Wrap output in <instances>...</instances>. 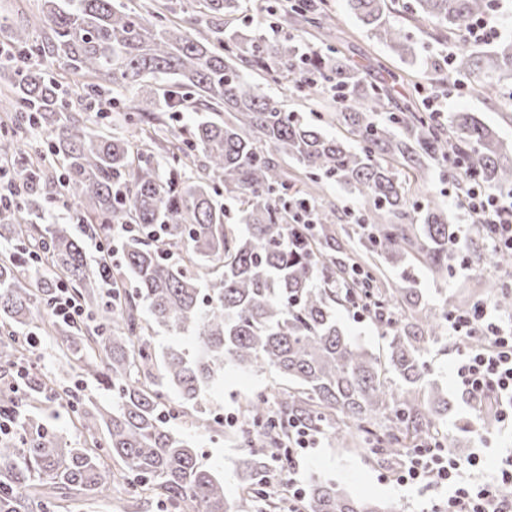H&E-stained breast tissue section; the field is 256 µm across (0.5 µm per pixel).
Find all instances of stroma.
Wrapping results in <instances>:
<instances>
[{"mask_svg":"<svg viewBox=\"0 0 512 512\" xmlns=\"http://www.w3.org/2000/svg\"><path fill=\"white\" fill-rule=\"evenodd\" d=\"M285 2L286 0H245L246 6L242 12L226 23L225 34L237 32L260 36L270 41L292 36L304 43H311L312 38L305 29L285 16ZM327 3L333 16L331 40L334 46L356 65L364 67L368 79L386 82L393 103L400 105L409 101L415 107H422L425 98L432 91L424 74L423 64L432 57H445L447 46L430 39L423 28L409 26L408 31L417 44L420 63L415 67L408 66L361 25L350 11L347 0H327ZM393 73L399 76L394 83L389 80ZM262 89L276 99L287 101L291 108L301 110L304 117L320 124L325 134L345 137V130L333 119L335 102L332 92H325L318 102L312 103L297 99L293 92V83L289 80L278 82L270 79L264 81ZM448 109L452 112L473 113L480 122L494 127L504 142L512 143V105L466 92L449 99ZM416 182L425 186L427 193L423 196L414 195V202L418 203L422 198L429 197L456 214L459 230L457 248L465 250L475 237V229L461 205L449 200L447 179L440 177L437 168L431 166L422 169ZM359 233L357 225L338 220V253L360 254V262L365 270L381 280L396 282L399 277L398 269L388 266L378 257L362 253ZM412 273L423 303L432 308L442 307L448 300L459 304H473L489 297L490 283L512 281V269L504 270L487 261L476 265L468 257L452 264L448 273L439 279L433 278L429 270L419 264L413 265ZM336 319L354 343L374 353H383L385 341L372 318H356L351 305L340 303L336 306ZM461 352V345L445 336L430 348L426 361L432 381L453 404L442 427L450 436L461 440L468 453L478 454L485 460L484 470L471 475L472 480L483 482L496 471L506 456L507 448L512 447V429L505 427L488 438H480L479 433L487 427L488 419L469 404L461 390L455 372ZM277 384L278 379L274 374L243 372L233 366H225L223 379L205 389L194 413L200 417L237 415L244 397L270 392ZM27 412L36 420L53 426L68 443L80 442L77 421L68 410L65 400H35L28 406ZM169 426L174 434L197 448L201 463L223 479L227 492L238 495L237 473L243 450L239 446L236 428L226 426L217 432H205L181 418L170 420ZM300 477L307 483L315 479L335 482L351 497L382 503L386 512H423L424 508L439 501L435 493H421L417 489L398 484L393 462H376L361 448L344 447L326 438L321 439L318 448L312 449L309 460L300 468Z\"/></svg>","mask_w":512,"mask_h":512,"instance_id":"stroma-1","label":"stroma"}]
</instances>
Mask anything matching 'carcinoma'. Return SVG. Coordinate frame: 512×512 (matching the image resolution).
I'll list each match as a JSON object with an SVG mask.
<instances>
[{
    "instance_id": "carcinoma-1",
    "label": "carcinoma",
    "mask_w": 512,
    "mask_h": 512,
    "mask_svg": "<svg viewBox=\"0 0 512 512\" xmlns=\"http://www.w3.org/2000/svg\"><path fill=\"white\" fill-rule=\"evenodd\" d=\"M178 21L168 4L142 14L123 0H42L36 22L11 33L0 64V109L13 116L0 133V157L13 162V201L0 208L8 250L0 254V414L24 410L32 399L64 393L85 446L72 448L53 429L23 416L19 435L0 440V512H76L80 503L110 497L114 481L128 480L136 512L149 501L168 512H242L224 481L199 462L195 447L176 436L169 420L195 404L224 365L269 371L281 380L272 395L245 400L238 426L244 448L239 474L253 495L265 490L266 512L288 492V463L270 477V451L288 444L298 422L338 444L356 438L362 449L392 460L431 439L456 456L461 445L437 426L448 398L428 379L424 355L448 326V312L466 308L421 302L408 270L393 288L350 259L336 256L330 225L336 209L306 192L290 193L284 162L300 166L316 184L334 179L364 200L347 214L363 231V246L388 265L415 258L431 272H448L455 224L439 204L420 210L396 165L447 167L463 198L470 173L479 182L512 188V147L470 112L436 120L406 104L378 121L389 106L384 84L372 82L326 40V0H293L288 13L318 29L319 48L247 35L224 40V19L242 0H187ZM361 24L401 60L416 54L406 27L391 19L386 0H348ZM496 0H412L408 20L454 45L446 65H426L430 79L466 84L485 97L512 103V40L490 50L465 33ZM286 79L300 75L307 100L321 86L336 90V120L351 141L330 138L296 111L262 92L237 62ZM132 92L127 100L118 91ZM203 119L180 130L162 114L177 115L191 96ZM95 101V126L83 111ZM125 113L127 134L99 127ZM47 133V149L31 148V133ZM59 172L57 194L74 201L79 222L96 219L92 233L110 245L112 225L133 224L122 262L87 265L83 247L64 224H38L54 199L47 178ZM238 205L243 231L226 229L224 203ZM50 269L55 277H34ZM134 287H126L127 282ZM64 286L88 318L48 320L44 334L61 338L72 372L112 392L103 411L79 384L31 371L19 392L9 387L27 365L21 336L34 314L48 312ZM364 302L388 343L382 359L355 343L336 321V303ZM197 347L155 349L143 323ZM178 395L176 403L169 393ZM387 413L382 432L373 419ZM305 512H383L353 499L332 482L312 481Z\"/></svg>"
}]
</instances>
